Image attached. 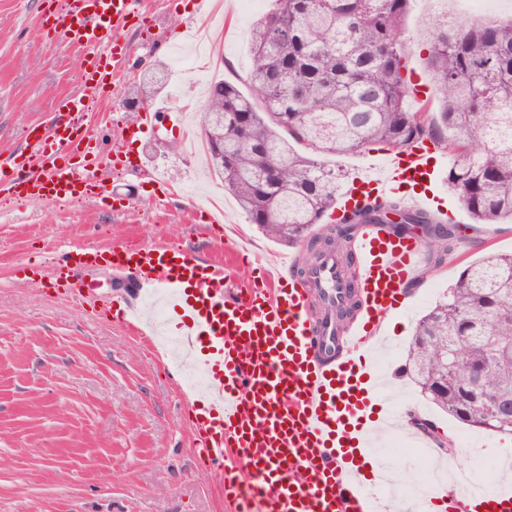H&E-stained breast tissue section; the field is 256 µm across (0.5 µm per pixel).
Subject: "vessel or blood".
Segmentation results:
<instances>
[{"label": "vessel or blood", "mask_w": 512, "mask_h": 512, "mask_svg": "<svg viewBox=\"0 0 512 512\" xmlns=\"http://www.w3.org/2000/svg\"><path fill=\"white\" fill-rule=\"evenodd\" d=\"M138 11L139 0H57L54 24L63 41L85 52L87 67L79 88L58 98L61 120L50 133L31 128L26 153L0 176L1 191L45 203L101 196V179L70 158L94 151L87 114L126 65L121 33ZM155 120V113L138 114L116 148ZM50 139L68 159L47 150ZM439 160L431 142L395 153L380 172L353 180L337 215L400 191L432 209ZM347 250L350 264L327 253L306 268L296 257L276 267L238 251L250 271L241 287L223 265L177 247L72 246L57 270L77 297L90 291L81 270L108 265L134 270L140 292H160L189 364L206 379L181 398L195 459L220 482L225 512H384L378 492L389 473L373 459L371 442L393 420L379 410L371 353L382 319L405 306L404 287L424 244L370 223L359 225ZM350 299L353 318L337 322V308ZM113 317L137 330L149 322L147 310L129 306ZM474 498L485 512H512L510 487L475 496L439 491L426 504L469 512Z\"/></svg>", "instance_id": "b4317fda"}]
</instances>
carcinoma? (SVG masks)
Listing matches in <instances>:
<instances>
[{"label":"carcinoma","mask_w":512,"mask_h":512,"mask_svg":"<svg viewBox=\"0 0 512 512\" xmlns=\"http://www.w3.org/2000/svg\"><path fill=\"white\" fill-rule=\"evenodd\" d=\"M251 29L250 90L219 81L200 115L207 161L250 223L273 241L346 258L357 226L421 231L429 263L444 264L477 224L512 222V20L479 26L436 22L426 65L439 111L411 110L402 76L410 0H275ZM425 139L452 160L448 184L470 225L436 224L390 196L312 230L335 208L344 175L330 156L383 144L396 151ZM397 216L394 221L391 216ZM460 367H442L446 337ZM512 254L470 264L444 298L421 315L406 368L421 392L455 420L512 434V414L491 416L494 397L512 398ZM483 375L486 400L466 399L467 373Z\"/></svg>","instance_id":"cac0c4a2"}]
</instances>
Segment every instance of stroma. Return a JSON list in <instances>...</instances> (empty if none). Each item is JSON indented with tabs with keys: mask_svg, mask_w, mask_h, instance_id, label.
I'll return each instance as SVG.
<instances>
[{
	"mask_svg": "<svg viewBox=\"0 0 512 512\" xmlns=\"http://www.w3.org/2000/svg\"><path fill=\"white\" fill-rule=\"evenodd\" d=\"M274 0H224L214 25L210 70L244 85L250 67L253 22ZM46 0H0V162L23 151L26 132L56 119L55 99L77 87L83 53L57 39L44 23ZM512 17V0H411L405 21L409 84L432 91L425 65L429 22ZM198 0H140L138 18L123 33L132 58L116 88L92 110L98 141V174L119 185L117 198L57 204L23 201L0 193V512H224L223 496L199 469L189 423L179 402L183 371L152 361L145 342L100 316V303L54 290V261L62 246L106 247L116 242L175 246L208 261H221L238 283L239 266L220 232L201 229L193 212L208 191L222 188L205 155L183 149L184 104L166 106L153 130L112 151L115 138L135 117L128 106L145 68L168 65L169 49L198 23ZM160 174L161 183L151 181ZM224 221L239 225L246 247L280 257L289 249L250 224L232 195ZM476 243H462L443 265L408 284L402 312L381 329L394 351L390 363L400 418L418 413L441 434L464 435L484 448L512 454V434H490L442 413L400 372L416 318L443 297L470 262L486 252L512 253V223L483 224ZM41 286L29 283L32 272ZM113 303L138 304L137 276L101 268L92 274Z\"/></svg>",
	"mask_w": 512,
	"mask_h": 512,
	"instance_id": "1",
	"label": "stroma"
}]
</instances>
